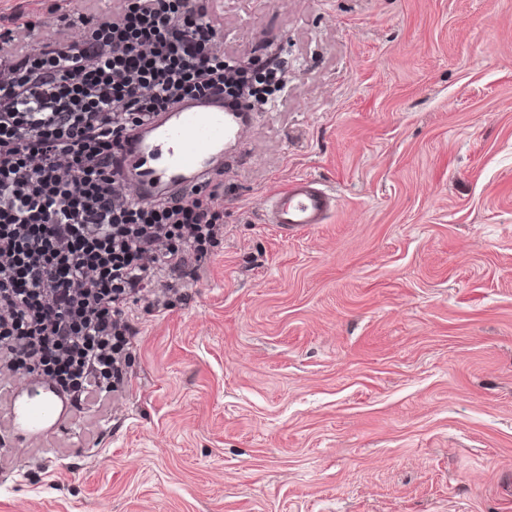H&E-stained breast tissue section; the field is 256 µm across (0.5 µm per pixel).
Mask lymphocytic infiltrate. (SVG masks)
Wrapping results in <instances>:
<instances>
[{"label":"lymphocytic infiltrate","instance_id":"f902f5d3","mask_svg":"<svg viewBox=\"0 0 512 512\" xmlns=\"http://www.w3.org/2000/svg\"><path fill=\"white\" fill-rule=\"evenodd\" d=\"M0 25V376L38 374L79 407L111 403L129 302L197 280L224 232L223 180L144 201L119 173L129 133L185 100L262 101L229 64L212 0H73L81 37Z\"/></svg>","mask_w":512,"mask_h":512}]
</instances>
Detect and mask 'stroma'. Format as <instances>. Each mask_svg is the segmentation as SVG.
<instances>
[{
	"instance_id": "1",
	"label": "stroma",
	"mask_w": 512,
	"mask_h": 512,
	"mask_svg": "<svg viewBox=\"0 0 512 512\" xmlns=\"http://www.w3.org/2000/svg\"><path fill=\"white\" fill-rule=\"evenodd\" d=\"M284 90L224 151V238L130 304L91 445L0 448V512H512V0H217ZM335 193L284 232L267 196Z\"/></svg>"
}]
</instances>
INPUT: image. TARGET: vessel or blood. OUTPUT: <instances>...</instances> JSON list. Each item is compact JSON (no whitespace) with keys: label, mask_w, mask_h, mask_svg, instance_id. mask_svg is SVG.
<instances>
[{"label":"vessel or blood","mask_w":512,"mask_h":512,"mask_svg":"<svg viewBox=\"0 0 512 512\" xmlns=\"http://www.w3.org/2000/svg\"><path fill=\"white\" fill-rule=\"evenodd\" d=\"M249 115L213 100H189L138 128L126 147L121 175L138 198L149 201L200 185L214 170L224 144L239 140ZM270 221L285 231L323 223L336 198L312 177H299L268 198ZM7 441L67 433L75 408L46 379L31 376L12 389L6 404Z\"/></svg>","instance_id":"obj_1"}]
</instances>
